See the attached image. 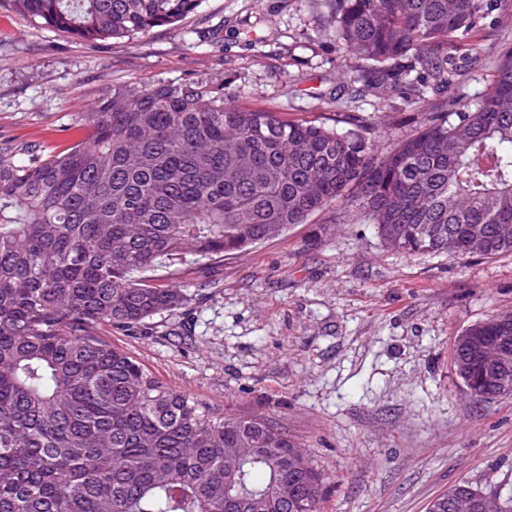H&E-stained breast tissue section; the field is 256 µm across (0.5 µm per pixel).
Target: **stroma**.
I'll use <instances>...</instances> for the list:
<instances>
[{"label": "stroma", "mask_w": 512, "mask_h": 512, "mask_svg": "<svg viewBox=\"0 0 512 512\" xmlns=\"http://www.w3.org/2000/svg\"><path fill=\"white\" fill-rule=\"evenodd\" d=\"M327 14L325 0H202L178 27L91 44L0 0V148L18 162L64 148L112 85L203 74L239 105L292 120L367 115L381 145L417 128L425 114L406 95H350L366 63L345 56ZM463 41L479 56L456 91L473 102L512 44V17L488 16ZM146 278L186 289V303L96 334L213 409L287 429L323 477V512H428L461 482L512 494V396L472 397L452 364L465 328L512 310V255L408 254L374 224L322 212Z\"/></svg>", "instance_id": "obj_1"}]
</instances>
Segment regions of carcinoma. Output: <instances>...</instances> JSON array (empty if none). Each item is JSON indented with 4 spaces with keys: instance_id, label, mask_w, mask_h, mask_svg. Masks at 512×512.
<instances>
[{
    "instance_id": "1",
    "label": "carcinoma",
    "mask_w": 512,
    "mask_h": 512,
    "mask_svg": "<svg viewBox=\"0 0 512 512\" xmlns=\"http://www.w3.org/2000/svg\"><path fill=\"white\" fill-rule=\"evenodd\" d=\"M86 41L183 21L201 0H11ZM498 0H330L366 91L429 106L459 35ZM418 78L410 79L411 73ZM87 139L26 162L0 157V512H321V478L267 419L214 412L94 332L138 328L183 289L142 275L281 236L339 203L407 253L512 254V47L474 109L432 116L379 149L367 119L288 121L241 107L224 84L116 85L86 113ZM347 128L340 130L338 124ZM455 340L471 393L476 344L512 341L496 315Z\"/></svg>"
}]
</instances>
